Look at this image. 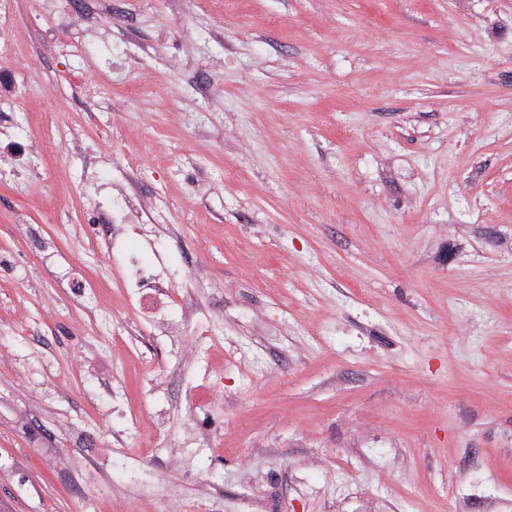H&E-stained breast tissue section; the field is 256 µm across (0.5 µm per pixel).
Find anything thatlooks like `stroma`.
Returning a JSON list of instances; mask_svg holds the SVG:
<instances>
[{"instance_id":"1","label":"stroma","mask_w":512,"mask_h":512,"mask_svg":"<svg viewBox=\"0 0 512 512\" xmlns=\"http://www.w3.org/2000/svg\"><path fill=\"white\" fill-rule=\"evenodd\" d=\"M169 486L512 512V0H0V506Z\"/></svg>"}]
</instances>
